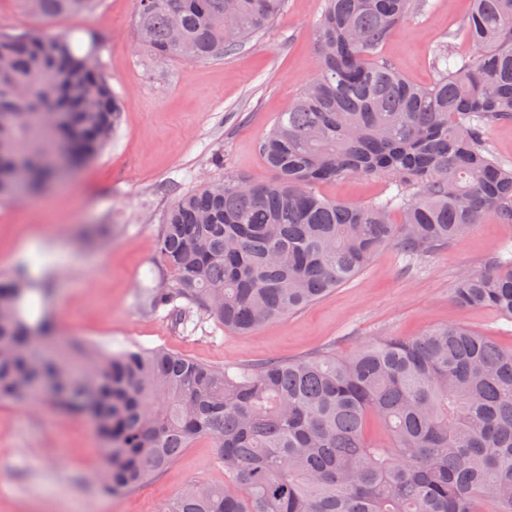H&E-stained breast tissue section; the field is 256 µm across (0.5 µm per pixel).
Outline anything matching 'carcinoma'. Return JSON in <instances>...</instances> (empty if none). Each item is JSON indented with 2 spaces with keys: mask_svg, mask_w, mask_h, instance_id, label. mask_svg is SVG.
Here are the masks:
<instances>
[{
  "mask_svg": "<svg viewBox=\"0 0 512 512\" xmlns=\"http://www.w3.org/2000/svg\"><path fill=\"white\" fill-rule=\"evenodd\" d=\"M38 15L97 0H24ZM472 46L416 86L379 60L420 0H325L315 72L258 144L269 180L240 176L183 193L158 256L172 286H147L153 311L184 300L241 333L348 283L385 247L411 264L488 218L512 224V162L490 148L512 120V0H472ZM135 29L162 59L224 56L270 26L285 0H136ZM121 104L70 39L0 36V200L43 192L47 155L77 166L112 140ZM383 179L362 205L316 186ZM45 276L29 265L0 284V398L50 402L89 419L105 448L96 481L115 497L141 488L199 439L234 488L192 485L159 512H512V349L460 325L387 336L349 354L270 359L236 371L170 351H112L57 335ZM452 298L512 322V239ZM378 425L383 438L369 435Z\"/></svg>",
  "mask_w": 512,
  "mask_h": 512,
  "instance_id": "cac0c4a2",
  "label": "carcinoma"
}]
</instances>
